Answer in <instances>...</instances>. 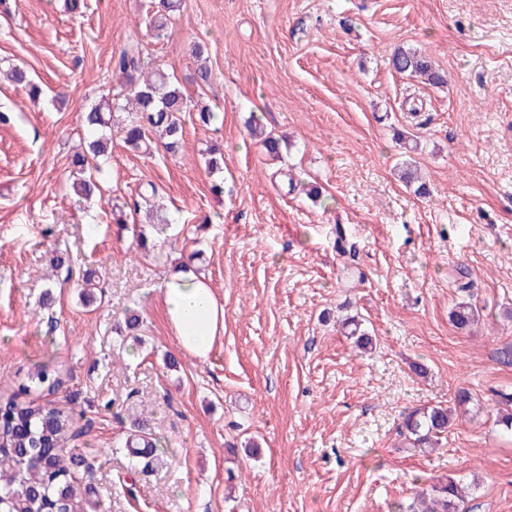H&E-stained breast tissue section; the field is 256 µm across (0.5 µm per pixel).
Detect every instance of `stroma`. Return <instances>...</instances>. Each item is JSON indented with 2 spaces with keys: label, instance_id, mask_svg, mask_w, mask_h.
Wrapping results in <instances>:
<instances>
[{
  "label": "stroma",
  "instance_id": "35a3bbf8",
  "mask_svg": "<svg viewBox=\"0 0 512 512\" xmlns=\"http://www.w3.org/2000/svg\"><path fill=\"white\" fill-rule=\"evenodd\" d=\"M10 4L0 68L25 65L43 94L0 81V396L38 365L55 371L57 391L29 397L84 426L73 445L98 455L101 512H394L415 478L449 474L470 512H512V433L493 414L512 395L496 357L512 346V0H179L159 41L157 0H88L78 19L64 0ZM132 41L221 125L184 113L173 154L113 133L80 207L68 189L83 114L119 95L109 61ZM400 46L429 54L446 84L396 73ZM254 117L281 159L250 135ZM405 162L430 197L400 181ZM152 189L163 223L140 213L118 230L113 208ZM60 252L71 268L52 266ZM188 257L224 303L204 362L179 355L164 318L162 282ZM462 301L479 319L459 328ZM347 312L375 351L340 334ZM463 389L470 412L446 443L409 448L402 412L455 405ZM133 408L151 410L165 448L137 473L122 447Z\"/></svg>",
  "mask_w": 512,
  "mask_h": 512
}]
</instances>
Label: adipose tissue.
Segmentation results:
<instances>
[{
    "instance_id": "ef3b65f1",
    "label": "adipose tissue",
    "mask_w": 512,
    "mask_h": 512,
    "mask_svg": "<svg viewBox=\"0 0 512 512\" xmlns=\"http://www.w3.org/2000/svg\"><path fill=\"white\" fill-rule=\"evenodd\" d=\"M164 311L180 352L207 360L224 334V304L205 278L174 269L162 289Z\"/></svg>"
}]
</instances>
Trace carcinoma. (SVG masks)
Returning a JSON list of instances; mask_svg holds the SVG:
<instances>
[{"label": "carcinoma", "instance_id": "cac0c4a2", "mask_svg": "<svg viewBox=\"0 0 512 512\" xmlns=\"http://www.w3.org/2000/svg\"><path fill=\"white\" fill-rule=\"evenodd\" d=\"M163 12L151 20L152 35H167V13L175 8L170 0H162ZM392 68L408 77L423 78L441 84L444 77L435 70L431 59L417 50L397 48L390 59ZM112 74L119 77L124 90L123 104L112 107L103 100L85 113L83 125L87 149L76 155L72 164L79 177L72 183L76 201L89 197L97 186L95 176L102 172L100 161L108 158L111 138L104 129L111 127L112 110L127 113L120 132L125 144L139 151L149 135H163V147L175 152L183 141L181 114L198 112L199 120L209 125L217 115L206 107L192 108L183 85L162 69L151 65L140 42H132L112 55ZM7 78L24 87L31 98L39 96L38 86L29 79L25 68L13 66ZM343 334L362 349L373 348V339L362 327V320L348 315L341 320ZM28 381L35 387L53 393L58 381L45 367L38 368ZM454 420L448 408L434 406L413 409L404 414L402 428L413 448H437ZM72 418L63 407L36 405L15 396L0 397V512H74L81 484L75 479L78 470L90 472L94 456L78 448L67 453L59 447L71 436ZM160 440L142 412L135 419L125 447L135 457H149L148 449L157 448ZM415 501L397 507L396 512H465L464 487L448 475L430 485H415Z\"/></svg>", "mask_w": 512, "mask_h": 512}]
</instances>
